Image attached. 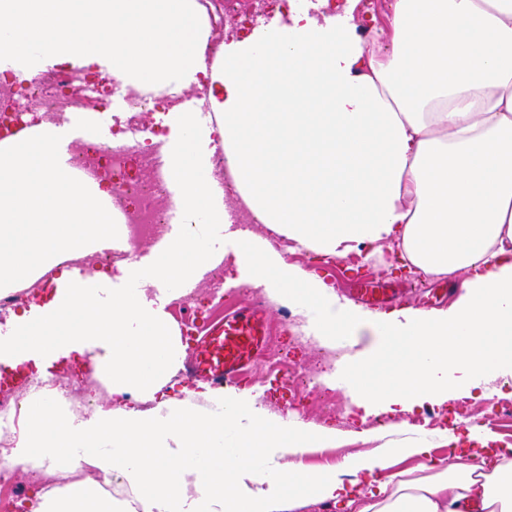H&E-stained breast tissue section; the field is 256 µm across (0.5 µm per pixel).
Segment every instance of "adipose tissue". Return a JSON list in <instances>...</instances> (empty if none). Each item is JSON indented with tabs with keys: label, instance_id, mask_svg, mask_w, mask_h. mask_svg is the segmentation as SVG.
Returning a JSON list of instances; mask_svg holds the SVG:
<instances>
[{
	"label": "adipose tissue",
	"instance_id": "1",
	"mask_svg": "<svg viewBox=\"0 0 512 512\" xmlns=\"http://www.w3.org/2000/svg\"><path fill=\"white\" fill-rule=\"evenodd\" d=\"M349 12L259 27L224 53L221 120L182 113L166 150L184 218L161 252L116 274L81 273L72 259L125 245L110 187L78 178L65 128L45 124L0 142V284L52 274L41 300L0 333V366L49 381L56 366L92 362L109 375L105 404L62 410L29 396L27 431L0 447V466L91 471L120 478L55 485L31 512H512V459L478 424L450 463L421 476L394 460L431 453L408 438L380 454L310 469L279 448H333L336 432L285 416L270 421L245 394L175 392L183 349L165 311L167 283L191 291L225 260L297 305L324 340L363 344L351 361L350 406L367 418L472 389L512 370V0H391L384 47H368ZM222 142L258 223L323 257L382 241L427 274L465 272L445 310L359 315L323 279L289 266L232 228L209 174Z\"/></svg>",
	"mask_w": 512,
	"mask_h": 512
}]
</instances>
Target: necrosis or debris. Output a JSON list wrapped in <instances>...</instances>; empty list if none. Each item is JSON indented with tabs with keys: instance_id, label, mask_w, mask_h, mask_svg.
Segmentation results:
<instances>
[{
	"instance_id": "obj_1",
	"label": "necrosis or debris",
	"mask_w": 512,
	"mask_h": 512,
	"mask_svg": "<svg viewBox=\"0 0 512 512\" xmlns=\"http://www.w3.org/2000/svg\"><path fill=\"white\" fill-rule=\"evenodd\" d=\"M291 0H197L199 12L207 27L205 55L218 62L223 58L224 34L227 24L243 26L252 22L255 12L250 4H259V11L289 17ZM80 75L59 66L29 80L27 96L34 108L28 112L0 110V141L44 123L57 121L63 107L79 108L83 99L73 90ZM124 87L127 110L113 116V142L88 143L74 160L77 175L94 178L111 187L112 215L117 223L126 225L131 241L158 239L173 220L169 202L168 180L162 172L157 147L140 141L145 120L173 109L176 98L157 96L124 85L120 76L97 77L90 91L94 101H102L109 90Z\"/></svg>"
}]
</instances>
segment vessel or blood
Instances as JSON below:
<instances>
[{
  "label": "vessel or blood",
  "instance_id": "1",
  "mask_svg": "<svg viewBox=\"0 0 512 512\" xmlns=\"http://www.w3.org/2000/svg\"><path fill=\"white\" fill-rule=\"evenodd\" d=\"M351 296L369 308L390 302L395 289L378 282L355 280ZM269 340V318L263 301L225 313L211 322L191 349L187 373L216 388L235 383L264 353Z\"/></svg>",
  "mask_w": 512,
  "mask_h": 512
}]
</instances>
